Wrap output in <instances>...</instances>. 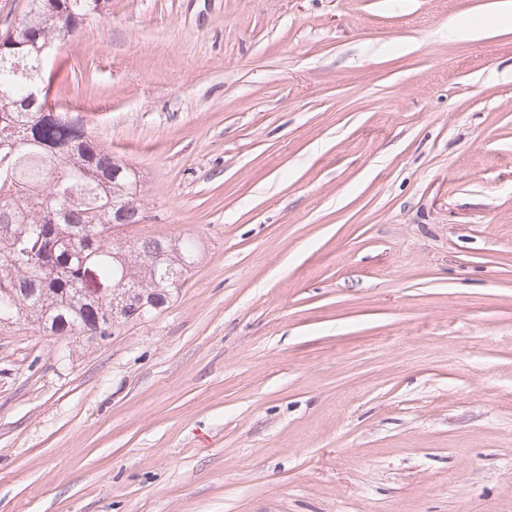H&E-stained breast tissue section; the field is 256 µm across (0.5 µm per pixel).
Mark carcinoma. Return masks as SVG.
<instances>
[{
  "label": "carcinoma",
  "mask_w": 512,
  "mask_h": 512,
  "mask_svg": "<svg viewBox=\"0 0 512 512\" xmlns=\"http://www.w3.org/2000/svg\"><path fill=\"white\" fill-rule=\"evenodd\" d=\"M106 0H27L20 26L0 35V290L14 317L51 335L109 336L112 252L124 247L130 280L153 291L180 287L193 241H112V202L140 213L137 172L100 147L82 116L48 98L46 46L73 38ZM76 237L81 254L66 242Z\"/></svg>",
  "instance_id": "obj_1"
}]
</instances>
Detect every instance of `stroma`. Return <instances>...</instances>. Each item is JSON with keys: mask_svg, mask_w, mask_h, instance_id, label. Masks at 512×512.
Wrapping results in <instances>:
<instances>
[{"mask_svg": "<svg viewBox=\"0 0 512 512\" xmlns=\"http://www.w3.org/2000/svg\"><path fill=\"white\" fill-rule=\"evenodd\" d=\"M500 2L107 0L55 50L127 238L196 250L105 339L0 322V512H512Z\"/></svg>", "mask_w": 512, "mask_h": 512, "instance_id": "1", "label": "stroma"}]
</instances>
